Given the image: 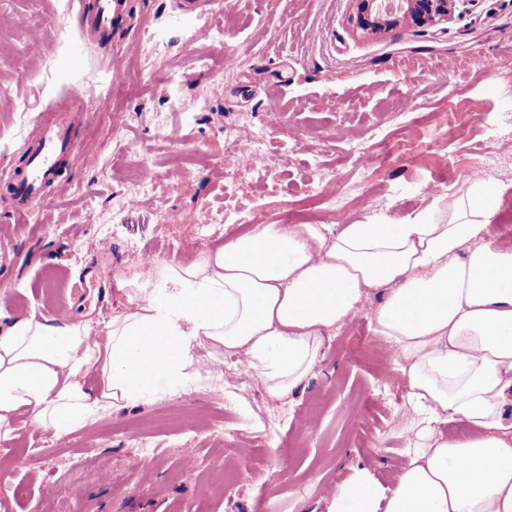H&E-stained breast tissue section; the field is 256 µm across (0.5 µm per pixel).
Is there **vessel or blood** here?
<instances>
[{"mask_svg":"<svg viewBox=\"0 0 512 512\" xmlns=\"http://www.w3.org/2000/svg\"><path fill=\"white\" fill-rule=\"evenodd\" d=\"M91 22L84 37L106 48L114 22L123 13V0H92ZM30 145L24 163L12 167L9 176L0 180V191L24 214L47 198L66 159L80 150H91L90 142L72 136L68 125L45 119L29 136Z\"/></svg>","mask_w":512,"mask_h":512,"instance_id":"vessel-or-blood-1","label":"vessel or blood"}]
</instances>
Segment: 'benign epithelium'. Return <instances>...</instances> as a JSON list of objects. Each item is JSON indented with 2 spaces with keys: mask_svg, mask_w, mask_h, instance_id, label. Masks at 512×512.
<instances>
[{
  "mask_svg": "<svg viewBox=\"0 0 512 512\" xmlns=\"http://www.w3.org/2000/svg\"><path fill=\"white\" fill-rule=\"evenodd\" d=\"M355 10L350 23L359 33L377 32L403 21L427 28L448 16L456 0H397L395 13H383L384 0H353Z\"/></svg>",
  "mask_w": 512,
  "mask_h": 512,
  "instance_id": "benign-epithelium-1",
  "label": "benign epithelium"
}]
</instances>
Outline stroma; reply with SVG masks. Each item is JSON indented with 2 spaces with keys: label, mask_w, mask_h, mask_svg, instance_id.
<instances>
[{
  "label": "stroma",
  "mask_w": 512,
  "mask_h": 512,
  "mask_svg": "<svg viewBox=\"0 0 512 512\" xmlns=\"http://www.w3.org/2000/svg\"><path fill=\"white\" fill-rule=\"evenodd\" d=\"M126 2L116 79L81 42L77 0H0V175L48 116L97 143L29 213L0 196V327L64 310L103 336L119 268L189 261L307 203L321 224L377 209L398 223L477 171L502 187L495 229L512 239V0H458L432 27L368 38L351 31L352 0H227L197 17ZM484 54L496 73L473 65ZM254 151L244 178L227 175ZM388 351L363 315L285 403L228 358L61 437L20 424L0 444V512H327L363 466L393 487L420 424ZM136 439L151 454L126 458Z\"/></svg>",
  "instance_id": "obj_1"
}]
</instances>
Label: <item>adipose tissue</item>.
<instances>
[{
  "mask_svg": "<svg viewBox=\"0 0 512 512\" xmlns=\"http://www.w3.org/2000/svg\"><path fill=\"white\" fill-rule=\"evenodd\" d=\"M500 200L477 174L399 224H257L186 263L121 269L127 305L101 341L83 321L14 320L0 330V443L23 415L62 436L173 393L203 374L202 343L287 400L327 336L366 313L414 411L473 433L423 435L387 493L353 470L328 512H512V242L493 230Z\"/></svg>",
  "mask_w": 512,
  "mask_h": 512,
  "instance_id": "obj_1",
  "label": "adipose tissue"
}]
</instances>
